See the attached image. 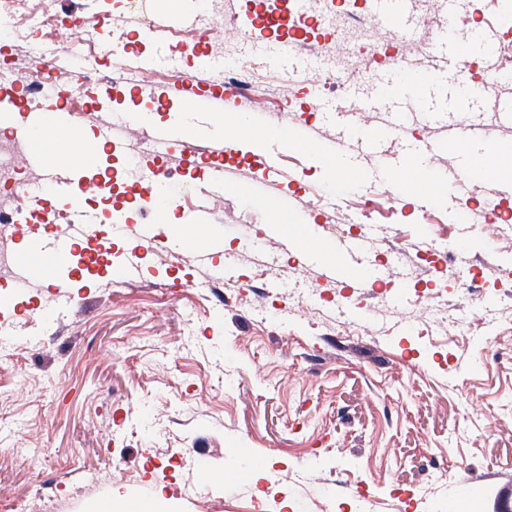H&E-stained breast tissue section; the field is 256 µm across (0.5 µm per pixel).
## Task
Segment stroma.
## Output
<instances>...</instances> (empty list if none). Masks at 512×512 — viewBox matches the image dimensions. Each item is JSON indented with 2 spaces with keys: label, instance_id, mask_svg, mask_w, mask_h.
Instances as JSON below:
<instances>
[{
  "label": "stroma",
  "instance_id": "1",
  "mask_svg": "<svg viewBox=\"0 0 512 512\" xmlns=\"http://www.w3.org/2000/svg\"><path fill=\"white\" fill-rule=\"evenodd\" d=\"M113 3L52 7L86 18L98 5L120 36L146 21L195 31L212 0H182L174 17ZM414 9L419 24L404 37L365 7L354 19L364 40L407 56L412 74L431 67L419 44L437 31L466 41L500 27V0H461L451 23L436 0ZM211 28L251 85L243 102L258 125L287 116L331 141L333 127L304 109L314 94L357 113L363 129L377 125L349 90L371 83L376 64L331 30L303 41L310 68L292 74L271 67L269 47L240 26L216 16ZM338 58L347 84L335 89L326 78ZM193 65L173 60L162 78L146 72L133 86L102 76L83 84L82 131L95 136L114 114L145 104L164 124L163 92ZM402 94L416 137L447 135L429 117L448 111L447 87L426 99L407 85ZM93 97L111 100V111L89 109ZM509 100L503 82L477 97V140L512 142V125L494 114ZM150 139L149 128L136 129L112 162L119 193L148 160ZM401 151L391 138L367 156L363 186L329 182L309 155L283 157L280 192L298 203L294 223L267 233L276 215L264 187L225 194L212 208L210 253H173L160 240L132 258L152 214L131 207L110 239L122 278L92 269L68 300L0 266V291L17 302L0 317V512H100L114 493L125 512H152L161 498L166 512H354L363 496L372 512H492L496 494L512 493V222H486L491 186L477 175L453 179L460 161L448 152L425 159L446 200L391 202L389 158ZM308 223L331 240L340 227L373 233L378 280L321 281L283 240ZM482 338L493 342L485 356Z\"/></svg>",
  "mask_w": 512,
  "mask_h": 512
}]
</instances>
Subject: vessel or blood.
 Masks as SVG:
<instances>
[{"mask_svg": "<svg viewBox=\"0 0 512 512\" xmlns=\"http://www.w3.org/2000/svg\"><path fill=\"white\" fill-rule=\"evenodd\" d=\"M369 13L393 31L405 34L417 25L413 12V0H367ZM241 24L247 37L253 42H275V62L283 67L297 68L302 60L297 46L309 32L317 30V21L304 17L295 9L284 8L269 12L260 8L251 9ZM492 41L477 38L472 48H464L447 36H439L434 47V64L431 70L416 74L415 84L421 94H428L438 84L447 83L453 93L457 111L468 112L473 100L463 95L464 87L475 84L480 92H489L491 81L476 82L468 62L470 54L487 53ZM200 61L188 71L179 85L169 88V97L186 104L190 124L174 120L167 125L153 127L152 158L147 161L131 186L132 200L149 208L154 215L152 222L141 225L138 239L141 246H153L158 232L165 222L167 209L178 207L179 200L171 190L168 179L172 170H189L199 165L197 142L209 144V157L223 160L227 152H240L260 148L265 161L261 177L274 183L279 176L278 157L288 150L312 151L327 163L341 168L345 178L356 177L362 170L354 154L355 144L365 149H377L384 135L400 138L407 146L405 153L392 166L394 199L398 203L418 199L432 201L435 196L433 184L420 179L425 155L445 150L462 157L460 174L475 172L478 163H485L487 182L496 189L512 187V181L501 175L502 166L512 164V148L500 142L484 143L480 150H473L472 137L467 128L443 140L428 141L413 138L407 113L401 103L396 71H389L374 86L373 111L382 113L378 127L361 131L356 115L347 112H330L326 118L335 127L336 137L330 143H322L315 137L311 127L290 120L282 122L273 130L266 131L257 125L234 130L224 135L221 127L228 102L240 99L238 88L222 84L216 75L229 67V60H216L207 52H200ZM83 72H76L73 85L81 86ZM72 87H51L45 105L38 112H9L0 115V121L11 124L14 132L28 139L30 153L39 161L43 171V182L37 186L22 188V219L11 225L12 234H28L29 247L17 253L19 264L28 274L47 276L57 288H70L72 277L66 276L72 257L77 253L80 239L93 243L94 251L89 263L108 264L109 234L99 214L86 204L88 195L109 189L110 184L95 177L93 171L101 153L124 154L126 134L144 122L141 112H125L116 125L100 127L93 143L74 138L77 128L76 114L67 108ZM223 178H215L189 209L182 225L168 237V249L181 252L195 240L206 237L212 202L224 196ZM65 201L69 218L68 228H59L54 218L53 204ZM37 211L44 226L43 232L26 233V212ZM327 240L317 239L311 244L296 248V255L305 261L318 263L319 276L328 282L351 284L362 288L376 276L372 266L374 243L366 236L341 240L337 246V258H330Z\"/></svg>", "mask_w": 512, "mask_h": 512, "instance_id": "vessel-or-blood-1", "label": "vessel or blood"}]
</instances>
